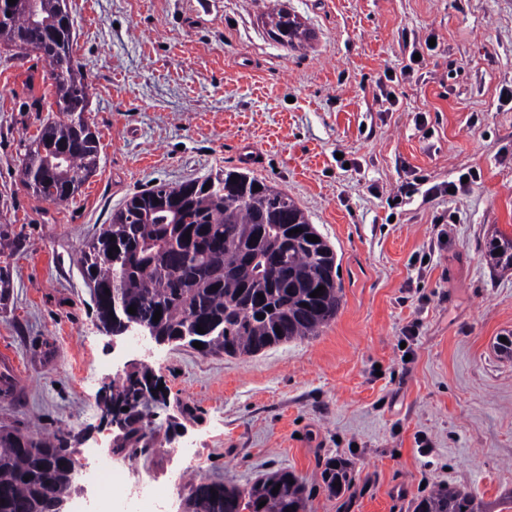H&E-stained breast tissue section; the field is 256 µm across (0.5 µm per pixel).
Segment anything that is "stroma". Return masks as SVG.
Listing matches in <instances>:
<instances>
[{"instance_id":"1","label":"stroma","mask_w":512,"mask_h":512,"mask_svg":"<svg viewBox=\"0 0 512 512\" xmlns=\"http://www.w3.org/2000/svg\"><path fill=\"white\" fill-rule=\"evenodd\" d=\"M272 6L295 14L309 40H273ZM69 7L100 162L67 203L25 189L18 173L20 142L57 118L49 66L0 55V224L15 236L0 270V353L16 377L0 394V426L64 431L82 480L111 473V500L89 486L73 512H183L186 482L242 486L282 469L305 483L308 512H412L448 484L505 512L512 360L493 344L512 331V270L491 267L484 250L496 232L512 234V0ZM416 48L423 61L387 81ZM246 142L262 154L250 175L294 200L335 250L336 319L250 356L179 342L135 351L112 338L81 274L84 243L135 192L239 167ZM471 170L480 180L455 194L420 189L391 203L416 178L455 183ZM144 371L162 390L143 401L151 445L128 458L114 451L123 431L109 398ZM184 447L199 470H183ZM330 457L354 468L338 497L320 480ZM138 478L164 489L158 505L122 496Z\"/></svg>"}]
</instances>
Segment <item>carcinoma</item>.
Listing matches in <instances>:
<instances>
[{
  "mask_svg": "<svg viewBox=\"0 0 512 512\" xmlns=\"http://www.w3.org/2000/svg\"><path fill=\"white\" fill-rule=\"evenodd\" d=\"M265 24L281 44L308 38L298 18L283 9L269 12ZM72 29L68 0H16L0 10V46L35 52L48 63L60 114L19 146L21 183L60 204L74 198L96 171L100 154L98 135L83 117L89 85L75 57ZM233 181L241 191L224 192ZM295 228L301 232L289 234ZM309 235L320 241L307 240ZM276 255L273 276L264 261ZM485 258L494 268L512 270V236L496 233ZM80 263L104 328L138 320L164 340L190 347L202 343L204 354L248 356L314 337L336 318L342 302L336 253L328 241L288 195L234 169L133 194L87 242ZM320 286L323 295L311 296ZM131 306L134 315L128 313ZM157 310L161 317L155 322ZM199 326L206 333H198ZM137 382L130 378L115 390L128 407L116 451L130 457L150 438L141 403L128 401ZM72 467L62 431L39 439L0 427V512H55L56 502L71 491ZM320 477L328 494L338 496L351 486L354 470L330 457ZM187 502L189 512H306V485L288 471L240 488L201 480L191 484ZM413 512H483V507L470 492L446 485L414 499Z\"/></svg>",
  "mask_w": 512,
  "mask_h": 512,
  "instance_id": "obj_1",
  "label": "carcinoma"
}]
</instances>
